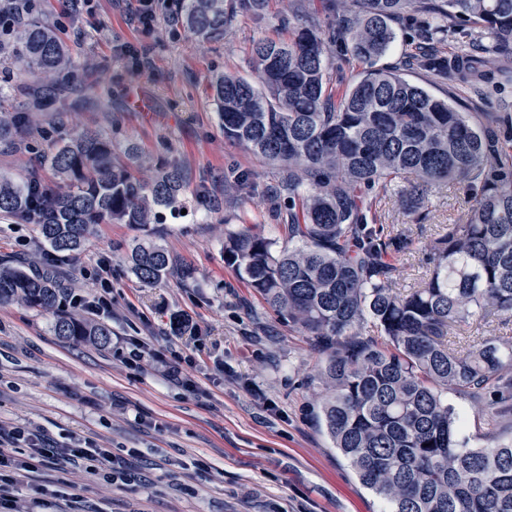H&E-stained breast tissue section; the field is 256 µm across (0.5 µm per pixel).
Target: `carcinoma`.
Masks as SVG:
<instances>
[{"instance_id":"obj_1","label":"carcinoma","mask_w":512,"mask_h":512,"mask_svg":"<svg viewBox=\"0 0 512 512\" xmlns=\"http://www.w3.org/2000/svg\"><path fill=\"white\" fill-rule=\"evenodd\" d=\"M267 0H179L190 36L215 40L239 14L261 15ZM335 22L297 25L311 0H289L286 41L252 45L251 81L225 71L211 79L224 138L282 168L288 202L281 236L249 228L224 239V263L324 358L317 366L320 416L335 448L387 512H512V442L472 448L448 391L484 403L487 433L512 413V336H486L512 323V116L483 125L420 85L372 61L394 40L392 23L418 31V65L461 85L483 82L481 58L465 45L437 48L446 30L467 26L490 48L512 53V0H330ZM367 64L346 89L328 91L327 48ZM42 81L37 110L77 64L57 32L13 20L0 7V53ZM32 123L0 109V141ZM138 145L120 149L87 130L45 156L55 180L36 171L0 175V215L38 226V268L0 266V304L22 302L56 314L69 340L110 344L111 328L61 312L68 284L49 265L85 249L99 224H134L146 240L127 254L131 272L154 286L169 276L196 282V270L157 242L164 212L187 207V174L176 161L141 177ZM464 190V210L429 246L426 279L408 290L393 278V254L413 240L386 236L366 195L396 191L410 214L434 189ZM372 324L383 336L362 335Z\"/></svg>"}]
</instances>
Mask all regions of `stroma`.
Returning a JSON list of instances; mask_svg holds the SVG:
<instances>
[{
    "instance_id": "stroma-1",
    "label": "stroma",
    "mask_w": 512,
    "mask_h": 512,
    "mask_svg": "<svg viewBox=\"0 0 512 512\" xmlns=\"http://www.w3.org/2000/svg\"><path fill=\"white\" fill-rule=\"evenodd\" d=\"M138 0H45L36 21L54 25L80 65L63 110L39 115V128L0 143V170L38 167L54 138L86 130L111 137L116 147L135 141L146 168L162 159L187 170L189 192L207 188L220 204L192 201L186 214L167 215L163 242L176 259L196 268L194 285L177 278L148 286L127 268L128 249L144 237L130 224H100L89 247L61 270L76 294L95 291L86 272L99 258L112 267V311L103 322L111 342L99 348L56 336L52 314L21 303L0 305V420L42 427L57 443L95 433L101 446L125 460L123 477L109 480L85 469H43L15 492L17 512H66L77 493L87 512H383L333 447L318 421V353L278 317L260 295L224 263L227 234L252 227L271 233L278 215L265 194L279 169L225 140L209 78L224 70L250 75L255 40L284 39L279 19L288 0H268L265 16L240 15L218 41L189 36L167 0L151 26L132 21ZM377 62L395 68L462 112L512 114V55L483 54L493 85L461 87L406 65L415 42L403 24ZM149 64L138 69L137 56ZM249 173L255 189L225 191L224 178ZM462 190L443 189L418 214L397 195L377 197L385 233L415 244L398 255L399 285L422 278L425 247L461 213ZM42 248L36 225L0 215V259L29 261ZM189 316L193 335L173 336L170 317ZM139 338L166 356L192 355L195 392L170 384L153 363L129 369L124 338Z\"/></svg>"
}]
</instances>
